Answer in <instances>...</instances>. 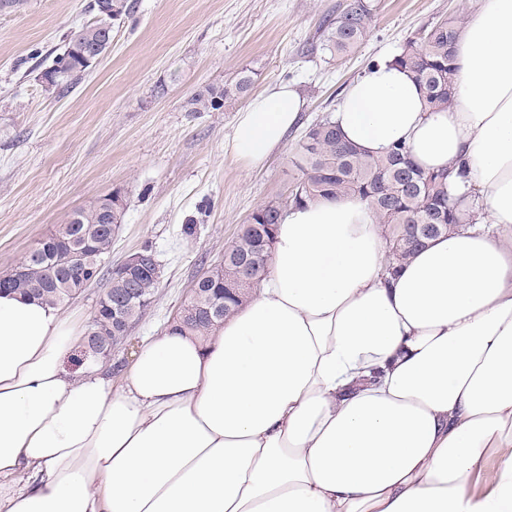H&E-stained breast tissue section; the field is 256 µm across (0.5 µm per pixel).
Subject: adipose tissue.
Wrapping results in <instances>:
<instances>
[{"label":"adipose tissue","mask_w":512,"mask_h":512,"mask_svg":"<svg viewBox=\"0 0 512 512\" xmlns=\"http://www.w3.org/2000/svg\"><path fill=\"white\" fill-rule=\"evenodd\" d=\"M453 66L448 110L385 59L333 117L365 155L468 163L476 220L398 267L360 197L291 208L247 301L144 337L118 382L66 367L75 312L0 291V512H512V0H473ZM303 106L259 94L225 152L262 166Z\"/></svg>","instance_id":"ef3b65f1"}]
</instances>
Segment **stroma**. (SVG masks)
Instances as JSON below:
<instances>
[{"label": "stroma", "mask_w": 512, "mask_h": 512, "mask_svg": "<svg viewBox=\"0 0 512 512\" xmlns=\"http://www.w3.org/2000/svg\"><path fill=\"white\" fill-rule=\"evenodd\" d=\"M130 2L131 13L112 23L107 54L61 97L45 91L40 72L90 21L88 0H26L20 11L0 10V272L75 210L122 190L112 261L149 245L163 269L151 307L112 352L125 366L252 212L287 194L299 175L293 148L306 128L333 117L373 63L437 21L467 17V0H375L366 38L337 58L309 46L343 0ZM244 69L254 73L255 92L283 83L305 103L283 149L258 171L224 152L247 99L213 112L189 105ZM185 224L194 225L193 236H182Z\"/></svg>", "instance_id": "obj_1"}]
</instances>
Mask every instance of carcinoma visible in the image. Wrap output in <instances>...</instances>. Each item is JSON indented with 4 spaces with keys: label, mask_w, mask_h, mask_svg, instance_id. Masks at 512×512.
Instances as JSON below:
<instances>
[{
    "label": "carcinoma",
    "mask_w": 512,
    "mask_h": 512,
    "mask_svg": "<svg viewBox=\"0 0 512 512\" xmlns=\"http://www.w3.org/2000/svg\"><path fill=\"white\" fill-rule=\"evenodd\" d=\"M370 0H344L336 16L319 25L317 40L324 50L340 56L356 48L367 35L373 18ZM88 12L94 20L65 39L60 52L42 71L45 89L63 94L85 72L88 39L97 36L99 19L97 0H90ZM459 34L455 20H441L410 39L393 57L394 64L407 69L418 82L426 105L432 110L452 106L456 93L455 71L451 66V48ZM254 84L252 72L243 70L235 80L223 86H211L191 100V111L211 112L224 108L229 100L245 97ZM293 165L300 177L288 196L269 201L242 225L230 249L224 251V267L201 273L193 282L184 307L189 315L180 321L188 329L206 336L214 323L224 320L232 308L250 295L254 287L244 282L243 263H256L267 271L275 240V225L292 206L318 198L358 195L372 209L378 223L387 225L390 256L396 263L410 258L424 241L448 233V229L472 219L461 212V199L453 193L451 178H464V167L427 172L411 160L406 147L399 145L383 156L368 157L343 143L333 121L325 118L308 127L293 149ZM112 217L103 213L104 200L73 212L45 237L52 256L48 272L27 255L23 262L31 269L27 279H15L11 270L0 272V287L45 302L63 306L78 293L86 269L109 274L112 236L105 225L121 223L124 199L112 193ZM269 240L266 251L259 249V233ZM138 296L126 297L117 291H105L97 302L86 330L87 353L106 358L111 344L123 338L125 329L113 321L119 313L140 320L156 295L157 282L142 278L136 283Z\"/></svg>",
    "instance_id": "1"
}]
</instances>
